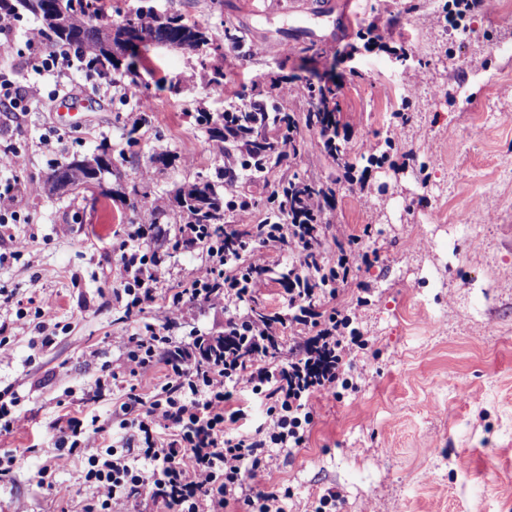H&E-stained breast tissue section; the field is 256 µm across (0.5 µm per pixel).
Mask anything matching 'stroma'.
<instances>
[{
  "label": "stroma",
  "instance_id": "stroma-1",
  "mask_svg": "<svg viewBox=\"0 0 512 512\" xmlns=\"http://www.w3.org/2000/svg\"><path fill=\"white\" fill-rule=\"evenodd\" d=\"M225 2L218 11L212 0H151L157 11L206 27L212 43L140 49L133 77L153 102L149 119L119 94L98 93L97 76L81 71L72 77L78 109L60 128L64 144H40L54 120L39 109L19 130L18 176L31 221L9 233L35 241L30 253L0 264V319L49 296L70 330L44 347L33 324L18 326L0 360V390L16 393L23 419L0 433V457L17 458L13 479L0 482V505L78 512L91 495L79 459L54 471L52 488L39 483L53 452L51 423L64 415L111 419L127 382L89 401L99 367L116 355L118 337L160 315L156 303L125 317L113 297L119 246L143 218L107 189H147L155 222L177 232L186 221L178 191L202 178L223 189L225 167L240 161L214 150L198 112L253 101L257 79L275 99L271 80L301 76L335 90L345 158L359 161L368 143L385 145V157L370 167V194H360L308 131L280 172L332 185L326 222L364 236L378 259L355 263L337 298H369L361 319L368 344L352 360L365 378L317 404L305 446L271 482L290 489L288 512H314L331 487L343 496L338 512H512V0L476 14L465 35L420 23L430 12L445 15L448 0H352L353 22L337 41L308 40L280 54L265 46L292 26L290 0H264V18ZM228 20L240 29V46L224 38ZM217 66L218 95L209 81ZM410 70L421 75L412 88L403 82ZM397 123L398 140L386 146ZM103 143L114 166L100 186L44 191L52 167ZM170 235L160 249H170Z\"/></svg>",
  "mask_w": 512,
  "mask_h": 512
}]
</instances>
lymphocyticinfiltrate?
I'll list each match as a JSON object with an SVG mask.
<instances>
[{
  "instance_id": "obj_1",
  "label": "lymphocytic infiltrate",
  "mask_w": 512,
  "mask_h": 512,
  "mask_svg": "<svg viewBox=\"0 0 512 512\" xmlns=\"http://www.w3.org/2000/svg\"><path fill=\"white\" fill-rule=\"evenodd\" d=\"M26 71L53 80L18 85L0 72V110L23 117L37 104L71 95L70 77L85 69V55L73 46L47 43L38 31L27 36ZM237 221L225 225L232 249L203 236L199 225H182L173 249L199 251L201 263L189 282L170 289L160 319L144 323L119 340V356L103 362L96 391L126 376L137 385L152 380L164 366L166 381L147 394L128 390L117 423L120 445L98 447L110 429L84 426L75 417L56 419L55 466L84 459L82 479L93 488L80 512H138L150 495L165 512H225L243 502L250 512H287L288 492L272 486L271 474L303 448L314 421V405L353 386L351 356L367 340L360 329L364 300L337 306L338 286L354 261H369L355 251L357 237L342 224H322L319 248H312L304 225L281 214L273 224H249L247 200L231 201ZM164 227H138L120 246L121 289L126 315L142 314L156 301L168 274L171 252L158 251L155 239ZM289 255L282 277L288 282L287 315L258 319L243 311L272 271L270 259ZM227 309L224 333L242 338L247 353L225 350L223 360H205L201 336L175 335L185 310ZM289 336L287 355L270 353L273 339ZM259 404L261 423H246L245 405Z\"/></svg>"
}]
</instances>
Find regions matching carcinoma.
<instances>
[{
	"label": "carcinoma",
	"instance_id": "obj_1",
	"mask_svg": "<svg viewBox=\"0 0 512 512\" xmlns=\"http://www.w3.org/2000/svg\"><path fill=\"white\" fill-rule=\"evenodd\" d=\"M25 11L36 16L41 22V31L54 44H70L82 49L86 62L94 69L107 72L121 70L122 60L127 56L138 55L139 47L129 43L127 36L131 16L119 22H112L105 16L104 0H29ZM136 19L148 30L151 41L178 44L200 48L208 44V32L189 22L178 12L156 14L151 6H141ZM335 96L329 86L318 88L317 104L299 120L294 114L273 106L268 108L260 103L249 109L232 110L213 115L201 112L198 120L207 126L211 138L224 141V130L232 126L252 140V153L249 157L253 169L271 165L277 158V139L280 136L294 140L301 146L299 125L318 132L326 152L341 160L336 144L339 132L335 113L327 112L322 104L330 103ZM97 170L89 174L90 184L101 180V175L112 171V153L105 145L96 154ZM328 190L313 182L288 181L276 186L269 197L271 213L288 211L298 214L297 207L309 195ZM179 210L189 216L193 223L202 224L217 236L224 224V194L216 190L208 181L198 180L180 190L175 197Z\"/></svg>",
	"mask_w": 512,
	"mask_h": 512
}]
</instances>
